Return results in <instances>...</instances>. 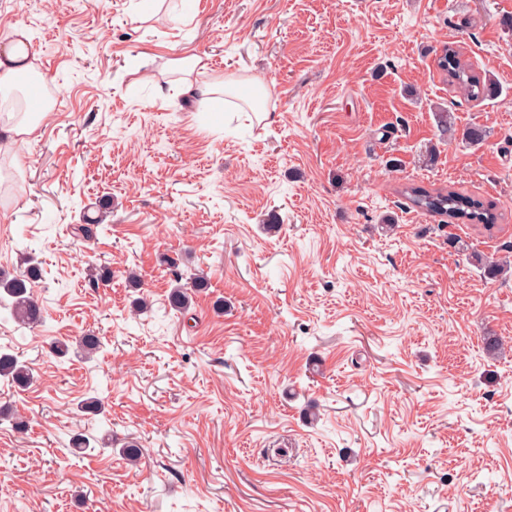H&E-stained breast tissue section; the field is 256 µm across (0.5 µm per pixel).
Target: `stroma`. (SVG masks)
I'll return each instance as SVG.
<instances>
[{"label": "stroma", "mask_w": 512, "mask_h": 512, "mask_svg": "<svg viewBox=\"0 0 512 512\" xmlns=\"http://www.w3.org/2000/svg\"><path fill=\"white\" fill-rule=\"evenodd\" d=\"M148 5L0 0V38L25 30L37 52L23 98L51 105L0 154L17 182L0 273L36 258L44 310L22 327L0 309V345L34 374L0 379L27 421L0 426V512H512V276L471 259L512 258V0H187L188 24L135 27ZM446 44L500 95L451 83ZM192 54L239 97L261 80L270 118L161 96L163 64ZM411 183L501 217L442 225L404 208ZM105 197L84 243L73 227ZM173 259L209 280L183 316ZM131 267L151 302L137 316ZM86 332L94 359L48 357ZM96 395L107 421L77 408ZM107 429L138 467L67 453Z\"/></svg>", "instance_id": "1"}]
</instances>
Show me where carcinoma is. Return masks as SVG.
<instances>
[{"label":"carcinoma","instance_id":"cac0c4a2","mask_svg":"<svg viewBox=\"0 0 512 512\" xmlns=\"http://www.w3.org/2000/svg\"><path fill=\"white\" fill-rule=\"evenodd\" d=\"M437 67L453 81L460 84L468 96L476 99H487L497 96L499 88L491 80H484L480 75L471 72L461 61L457 52L451 47H443L441 55L436 58ZM408 202V207L417 211L435 214L448 219L450 224H481L486 228L494 226L498 221L496 205L483 202L465 193L450 189H426L411 185L401 190ZM112 207L111 199L100 200V213L88 222L76 227L78 233L89 241L95 237L96 228L107 217ZM172 274L176 286L168 295V306L177 313L187 311L193 296L208 288V279L196 274L191 281L183 284V273L177 264H172ZM41 277L40 263L36 260L28 262L27 267L11 278L0 275V308L9 311L11 318L20 325L33 326L44 322L43 308L35 299L28 285ZM75 346L54 341L49 345V354L56 358L66 356L69 351L85 360L103 349L101 337L93 333H85L74 340ZM0 378L18 389L27 388L34 379L32 369L9 346L0 345ZM9 423L18 432L27 428L22 416L10 407H0V425Z\"/></svg>","mask_w":512,"mask_h":512}]
</instances>
